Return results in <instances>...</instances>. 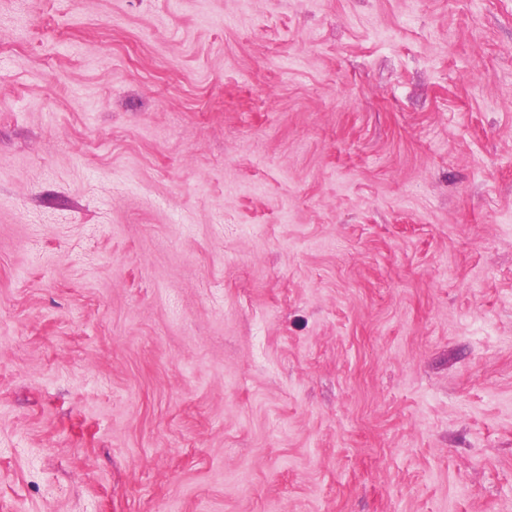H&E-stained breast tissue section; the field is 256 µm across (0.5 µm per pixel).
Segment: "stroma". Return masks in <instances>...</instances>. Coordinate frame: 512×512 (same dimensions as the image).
<instances>
[{"mask_svg":"<svg viewBox=\"0 0 512 512\" xmlns=\"http://www.w3.org/2000/svg\"><path fill=\"white\" fill-rule=\"evenodd\" d=\"M0 512H512V0H0Z\"/></svg>","mask_w":512,"mask_h":512,"instance_id":"obj_1","label":"stroma"}]
</instances>
